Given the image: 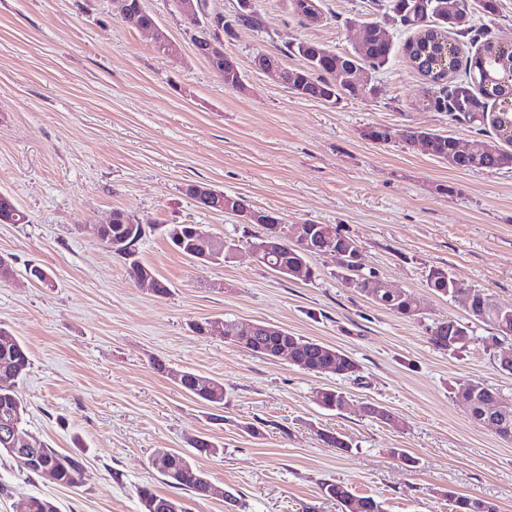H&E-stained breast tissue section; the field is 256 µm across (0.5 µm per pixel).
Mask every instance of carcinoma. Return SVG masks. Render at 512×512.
I'll use <instances>...</instances> for the list:
<instances>
[{
  "label": "carcinoma",
  "instance_id": "1",
  "mask_svg": "<svg viewBox=\"0 0 512 512\" xmlns=\"http://www.w3.org/2000/svg\"><path fill=\"white\" fill-rule=\"evenodd\" d=\"M290 6L303 23L320 19V8L317 5L309 9L305 7L304 0H290ZM495 7L496 0H391L388 5L393 20L411 32V36L403 44V50L413 67L420 75L425 76L426 65H431L442 85L440 94L429 99V106L436 111L451 115L463 112L483 125L484 114L488 111L487 100H495L498 96L512 91V87L508 85H483V68L491 67L500 74L505 73L503 66L494 63V42L486 39L473 54L462 57L458 46L448 37L450 33L473 31V16L480 11L490 13ZM234 22L257 27L261 19L252 5L247 9H238ZM198 25L200 31L191 35L197 53L208 61L211 68L224 70V60L211 56L205 37L211 35L213 28L227 29L228 23L217 16L211 18L202 10ZM292 50L303 59L305 65L294 69L291 92L301 98L334 104L346 94L357 96L373 92L371 83L359 82L356 76L363 71L372 73L386 66L393 55L394 45L389 40L372 39L359 50L336 53L317 42L304 40L294 44ZM445 54L448 55V71L444 73L437 61ZM427 136L433 144L432 155L444 160L454 157L453 167L457 169L500 170L512 167L506 163L508 152L505 150L498 149L491 154L472 158L456 153V139L452 136L434 132L427 133ZM195 202L206 211H224V193L218 190L208 200L197 198ZM113 216V224L107 226L101 235L103 246L110 249L112 242H122V248L115 251V254L125 260L131 277L143 272H153V268L136 257L135 246L146 234L145 225L128 223V214L122 210L113 212ZM25 223L27 215L19 208L15 199L8 193H0V224ZM196 228L195 224H168L164 228V235L179 253L195 260L202 255L198 248ZM316 260L315 256L285 248L270 258L268 268L282 274L286 269L299 267L303 280L310 281L316 277ZM338 277L346 284L349 279H356L357 291L371 302L394 313L406 317L420 314L422 302L411 293L395 298L385 288L367 287L362 274L343 268L339 269ZM457 282L458 278L443 267H435L427 275V287L443 296H453ZM470 315L473 319L491 326L497 340L504 335L502 324L512 325V306H502L490 294L476 288L472 289ZM0 333L11 337L9 350L0 351V448H7L10 441L9 428H22L26 423V405L17 386L28 372L30 359L26 347L10 331L0 327ZM459 333L470 336L469 326L452 318L442 319L430 328V341L443 350L462 348L465 343H454ZM259 343L260 346L252 350V353L267 358L281 344H291L297 354V366L307 372L330 374L333 362L348 370H359V365L347 354L341 352L333 356L324 344L305 336H295L272 324L261 323ZM179 387L186 394L214 408L224 407V384L216 379L186 370L182 374ZM495 401L500 403L502 399L483 384L476 383L471 407L472 418L480 420L481 406ZM316 402L327 409H340L345 405V397L336 389H322L317 392ZM37 452L40 465L30 469L29 473L61 486H78L83 483L85 472L78 458L60 453L43 441L39 443ZM156 472L173 489L189 491L192 496L200 499L211 495L206 475L178 451L173 452ZM321 492L336 500L342 506V512H383L381 502L371 496H356L342 484L325 483ZM138 495L144 512H163L158 505L181 501L176 496L160 495L148 486L140 487ZM455 506L456 512H497L494 503L480 498L460 496L456 498Z\"/></svg>",
  "mask_w": 512,
  "mask_h": 512
}]
</instances>
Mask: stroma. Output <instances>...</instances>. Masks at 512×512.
<instances>
[{"label": "stroma", "instance_id": "stroma-1", "mask_svg": "<svg viewBox=\"0 0 512 512\" xmlns=\"http://www.w3.org/2000/svg\"><path fill=\"white\" fill-rule=\"evenodd\" d=\"M388 2L321 0V20L305 25L288 0H256L261 25L221 37L244 82L238 89L197 54L173 0H142L175 46L168 54L126 26L113 0H0V193L29 217L0 224V258L15 270L0 283V326L29 352L26 430L79 456L87 472L84 484L63 488L0 458V512L33 496L60 512H143L139 487L171 492L149 465L170 449L223 490L184 495L187 512H341L323 496L325 483L374 497L384 512H452L453 493L512 512V442L457 398L475 381L512 401V374L496 368L494 331L471 319L463 298L427 287L429 269L445 267L512 305V169L459 171L421 145L365 137L383 125L467 146L491 139L466 115L431 109L435 87L402 52L374 73L375 94L334 104L300 98L252 63L262 52L301 67L290 51L301 40L349 51L370 21L401 44L407 34L389 20ZM497 4L477 15L476 34L453 35L461 51H475L480 36L512 45V0ZM194 183L286 224L336 228L358 242L364 268L419 296L421 313L375 305L337 278L328 256L309 282L271 271L249 248L263 226L198 208L185 193ZM116 210L147 225L135 250L169 296L138 285L92 234ZM165 224H201L239 246L202 266L169 246ZM31 266L51 285L30 282ZM447 317L470 326L465 348L431 343L430 326ZM204 318L277 325L341 350L359 371L309 373L192 333ZM156 359L222 381L223 409L184 393L154 369ZM324 388L343 392L345 406H319ZM369 403L395 423L365 416ZM248 423L259 437L245 432ZM322 430L348 450L327 447ZM201 436L223 454L199 453Z\"/></svg>", "mask_w": 512, "mask_h": 512}]
</instances>
